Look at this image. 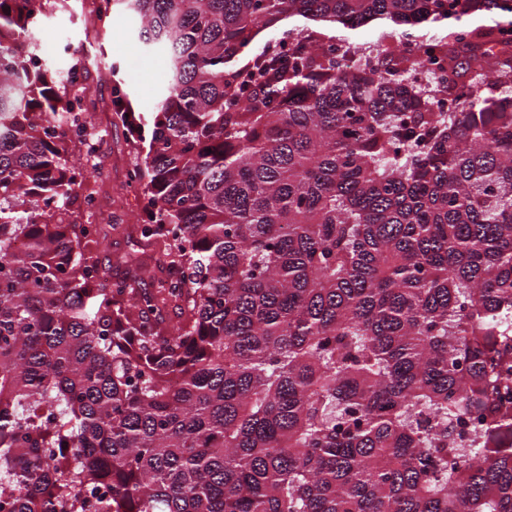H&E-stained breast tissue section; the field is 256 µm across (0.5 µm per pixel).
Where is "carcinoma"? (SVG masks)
Returning <instances> with one entry per match:
<instances>
[{
  "label": "carcinoma",
  "instance_id": "carcinoma-1",
  "mask_svg": "<svg viewBox=\"0 0 512 512\" xmlns=\"http://www.w3.org/2000/svg\"><path fill=\"white\" fill-rule=\"evenodd\" d=\"M117 2L169 63L148 117L112 100L155 291L72 210L95 102L38 56L54 2L0 0V512H512V0ZM362 28L434 41L436 96ZM349 36L352 40L360 44L366 52L372 51L373 55L378 56L381 50L385 48H393L396 45L395 37H386L385 39L378 40V33L371 36L369 33L359 29L358 31H349Z\"/></svg>",
  "mask_w": 512,
  "mask_h": 512
}]
</instances>
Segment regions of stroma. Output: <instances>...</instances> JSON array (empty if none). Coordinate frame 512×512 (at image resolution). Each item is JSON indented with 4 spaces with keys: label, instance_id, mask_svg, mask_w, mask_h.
Returning <instances> with one entry per match:
<instances>
[{
    "label": "stroma",
    "instance_id": "1",
    "mask_svg": "<svg viewBox=\"0 0 512 512\" xmlns=\"http://www.w3.org/2000/svg\"><path fill=\"white\" fill-rule=\"evenodd\" d=\"M138 20L122 9L99 14L97 0H57L43 19L41 32L77 48L91 49L94 56L112 61L113 72L90 70L86 85L96 102L93 130L99 135L98 172L87 180L94 193L95 223L108 225V238L96 255L113 275L124 276L115 264L117 255L135 249L137 229L145 213L142 198L128 194V172L137 158L128 126L117 116L112 104L114 83H121L135 111H153L168 80L165 55L146 47L137 37Z\"/></svg>",
    "mask_w": 512,
    "mask_h": 512
}]
</instances>
